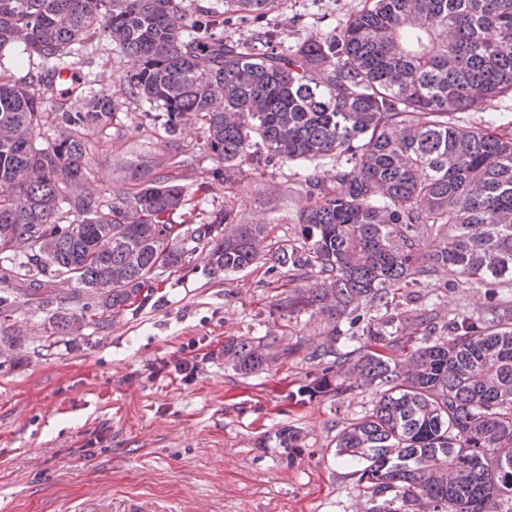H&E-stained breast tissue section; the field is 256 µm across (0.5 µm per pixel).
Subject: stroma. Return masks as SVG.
<instances>
[{
    "mask_svg": "<svg viewBox=\"0 0 512 512\" xmlns=\"http://www.w3.org/2000/svg\"><path fill=\"white\" fill-rule=\"evenodd\" d=\"M351 0H287L272 22L298 31L333 30ZM99 87L123 107L112 136L88 138L95 186H118L133 167L164 163L171 151L159 126L129 100L126 58L103 38L78 48ZM180 157L204 188L210 210L232 200L242 223L263 224L268 244H299L304 199L300 168L286 163L248 172L232 185L211 174L197 128L185 130ZM284 269L258 264L228 276L207 271L203 254L164 273L139 308L113 316L105 330L47 337L41 312L19 309L26 342L0 355V512H367L353 467L336 455V426L370 408L371 392L298 398L314 365L307 355L334 322L282 311ZM408 316L432 307L440 317L481 314L485 286L435 280ZM283 337L291 355L261 373L225 366L230 336ZM190 360L191 373L177 370ZM301 430L304 449L288 458L277 434Z\"/></svg>",
    "mask_w": 512,
    "mask_h": 512,
    "instance_id": "stroma-1",
    "label": "stroma"
}]
</instances>
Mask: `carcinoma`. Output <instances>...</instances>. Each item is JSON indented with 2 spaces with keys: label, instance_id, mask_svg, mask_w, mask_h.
Wrapping results in <instances>:
<instances>
[{
  "label": "carcinoma",
  "instance_id": "cac0c4a2",
  "mask_svg": "<svg viewBox=\"0 0 512 512\" xmlns=\"http://www.w3.org/2000/svg\"><path fill=\"white\" fill-rule=\"evenodd\" d=\"M285 0H0V61L22 45L45 64L19 83L0 74V354L25 339L14 313L45 332L103 328L161 274L205 251L214 276L264 262L315 280L279 304L347 323L308 354L298 389L341 398L372 390L336 431V456L370 512H512V118L457 115L512 97V0H358L336 31L293 45L271 25ZM104 37L130 62L129 97L179 151L203 130L213 173L302 165L301 243L265 245L266 227L234 206L186 215L183 162L147 164L108 194L90 190L86 130L105 132L119 102L87 80L52 100L74 46ZM89 97L72 112L68 99ZM56 133L40 138L46 105ZM333 162L328 186L319 169ZM30 241L23 257L10 250ZM494 289L491 317L456 314L417 335L403 309L441 274ZM71 292L54 296L52 278ZM282 337H230L242 374L279 360ZM288 456L300 431L278 432Z\"/></svg>",
  "mask_w": 512,
  "mask_h": 512
}]
</instances>
